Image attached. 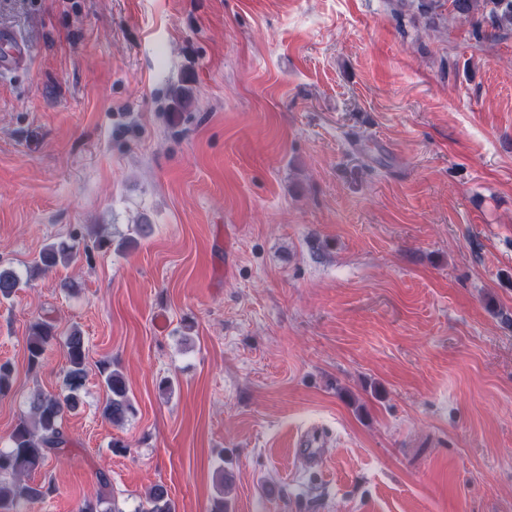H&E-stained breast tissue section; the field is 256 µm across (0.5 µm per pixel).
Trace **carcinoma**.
Returning <instances> with one entry per match:
<instances>
[{"label": "carcinoma", "mask_w": 512, "mask_h": 512, "mask_svg": "<svg viewBox=\"0 0 512 512\" xmlns=\"http://www.w3.org/2000/svg\"><path fill=\"white\" fill-rule=\"evenodd\" d=\"M448 10L459 18H481L495 35L512 30V0H448ZM79 256L76 244L65 240L46 245L32 271L47 272L59 263H71ZM24 282L11 268L0 267V298L9 299L22 288ZM62 342L67 354L68 367L59 393L35 392L29 399L30 418L20 421L11 437V446L0 448V503L32 502L53 489L52 484L33 487L22 482V477L42 466L48 455L67 444L62 427L65 413L80 404V394L88 376L87 349L84 337L73 329L63 338L46 321L31 324L27 340L28 363L32 368L41 366L49 347ZM100 375L110 392L103 416L114 423L124 421L133 411L123 374L105 362ZM79 512H121L111 494L104 492L96 501H86ZM134 512H175V505L163 484L153 485Z\"/></svg>", "instance_id": "cac0c4a2"}]
</instances>
